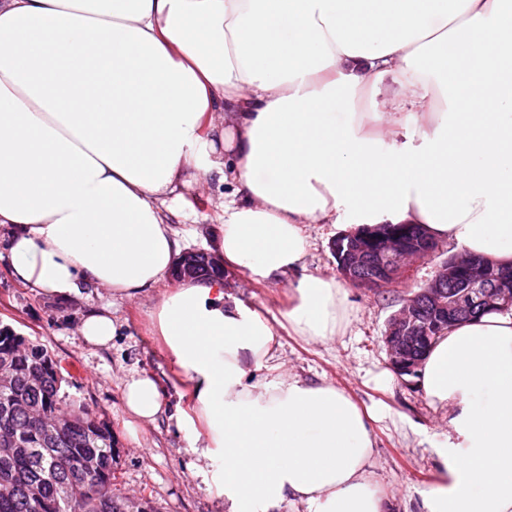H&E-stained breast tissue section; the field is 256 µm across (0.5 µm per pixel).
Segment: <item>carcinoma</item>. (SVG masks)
Listing matches in <instances>:
<instances>
[{
	"instance_id": "1",
	"label": "carcinoma",
	"mask_w": 512,
	"mask_h": 512,
	"mask_svg": "<svg viewBox=\"0 0 512 512\" xmlns=\"http://www.w3.org/2000/svg\"><path fill=\"white\" fill-rule=\"evenodd\" d=\"M0 512H151L118 499L119 450L109 423L72 400V377L42 345L0 327Z\"/></svg>"
}]
</instances>
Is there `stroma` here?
Masks as SVG:
<instances>
[{"label":"stroma","instance_id":"stroma-1","mask_svg":"<svg viewBox=\"0 0 512 512\" xmlns=\"http://www.w3.org/2000/svg\"><path fill=\"white\" fill-rule=\"evenodd\" d=\"M231 191L230 185L211 182L187 192L192 216L173 226L185 250L215 253L217 204ZM345 231L341 224L305 225L307 272L336 275L332 244ZM458 252L455 243L441 242L439 251L415 265L411 277L397 286L378 291L350 288V320L332 342L308 343L285 332L278 338L277 363L309 381L343 389L371 413L372 478L384 495L387 512H421L423 492L440 480L437 450L448 433L447 412L429 404L418 377L393 371L384 343L387 321L409 292L418 290L440 262ZM223 279L231 292L274 319L283 311L297 277L291 274L258 284L229 268ZM88 304L110 307L123 322L111 349L92 348L81 341L78 326L84 304H58L38 296L17 283L7 259H0V324L38 342L71 368L74 378L63 385V393L82 400L94 415L110 423L120 450L114 494L149 502L154 512H215L211 491L189 473V433L179 431L165 417L154 425H131L122 411L124 379L143 370L160 381L170 404L189 403L186 380L150 332V299L114 302L107 293L94 292Z\"/></svg>","mask_w":512,"mask_h":512}]
</instances>
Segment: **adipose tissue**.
I'll return each instance as SVG.
<instances>
[{
  "label": "adipose tissue",
  "instance_id": "1",
  "mask_svg": "<svg viewBox=\"0 0 512 512\" xmlns=\"http://www.w3.org/2000/svg\"><path fill=\"white\" fill-rule=\"evenodd\" d=\"M369 95L372 109L355 111ZM231 182L216 248L257 283L299 279L283 327L348 324L336 278L305 270L307 224H420L512 261V0H0V227L11 276L60 303L134 300L168 276L169 198ZM191 388L189 469L219 512H386L367 417L342 390L278 373L277 327L188 280L149 313ZM120 325L89 307L79 333ZM421 385L448 412L445 481L423 512H512V314L449 328ZM137 423L156 377L123 382Z\"/></svg>",
  "mask_w": 512,
  "mask_h": 512
}]
</instances>
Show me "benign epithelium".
Instances as JSON below:
<instances>
[{
    "label": "benign epithelium",
    "mask_w": 512,
    "mask_h": 512,
    "mask_svg": "<svg viewBox=\"0 0 512 512\" xmlns=\"http://www.w3.org/2000/svg\"><path fill=\"white\" fill-rule=\"evenodd\" d=\"M339 261L338 271L349 284L378 290L408 277L410 262L432 255L439 245L418 228L394 226L378 235L373 229L339 235L332 245ZM196 253L183 254L173 276L193 277ZM512 308V276L494 274L481 259L449 257L421 290L407 297L387 325L384 341L393 367L400 373L415 374L422 367L421 353L410 347L424 343L445 325L478 312Z\"/></svg>",
    "instance_id": "1"
}]
</instances>
